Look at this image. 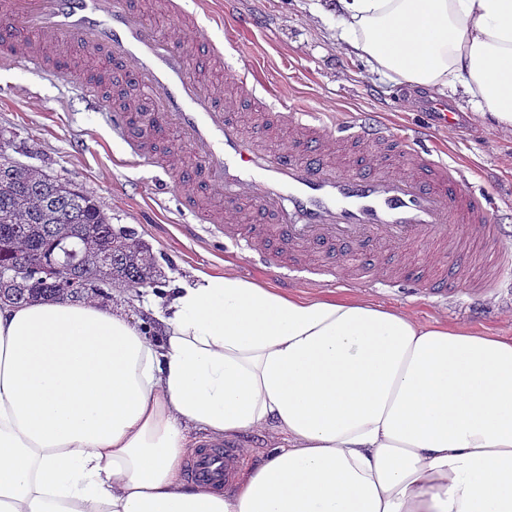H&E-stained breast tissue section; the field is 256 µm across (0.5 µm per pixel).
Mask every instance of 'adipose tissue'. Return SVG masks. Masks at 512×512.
<instances>
[{"instance_id":"1","label":"adipose tissue","mask_w":512,"mask_h":512,"mask_svg":"<svg viewBox=\"0 0 512 512\" xmlns=\"http://www.w3.org/2000/svg\"><path fill=\"white\" fill-rule=\"evenodd\" d=\"M336 48L512 131V0H334ZM154 312L0 304V512H512V338L195 272ZM261 434L234 491L189 433Z\"/></svg>"}]
</instances>
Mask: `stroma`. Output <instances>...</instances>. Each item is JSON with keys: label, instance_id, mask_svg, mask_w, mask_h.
<instances>
[{"label": "stroma", "instance_id": "35a3bbf8", "mask_svg": "<svg viewBox=\"0 0 512 512\" xmlns=\"http://www.w3.org/2000/svg\"><path fill=\"white\" fill-rule=\"evenodd\" d=\"M315 0H229L223 24L207 23L210 38L234 42L246 63L258 66L266 84L288 107L307 104L345 118L359 112H386L404 131L425 125L421 108L427 94L369 74L359 59L337 51L336 19L308 17ZM254 21L247 32L234 26L236 14ZM460 114L458 125L437 128L433 136L453 158L472 171V183L494 202L493 212L512 233V133L484 127L468 98L448 94ZM0 154L69 182L92 195L114 228L131 229L156 266L159 286L191 279L194 271L214 275L233 268L252 281L279 287L274 272L258 274L239 261L232 246L218 238L189 241L171 207L157 204L151 187L158 169L124 166L121 143L99 115L52 78L23 67L0 68ZM458 282L447 304L429 303L424 289L398 283L361 297L384 308H405L425 323L465 324L496 336H512V290L471 303Z\"/></svg>", "mask_w": 512, "mask_h": 512}]
</instances>
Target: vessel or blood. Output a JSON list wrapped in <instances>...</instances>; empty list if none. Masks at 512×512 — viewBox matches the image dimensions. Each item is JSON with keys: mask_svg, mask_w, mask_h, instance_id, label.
<instances>
[{"mask_svg": "<svg viewBox=\"0 0 512 512\" xmlns=\"http://www.w3.org/2000/svg\"><path fill=\"white\" fill-rule=\"evenodd\" d=\"M25 33L48 45L51 55L31 52L17 59L13 45ZM195 39L204 41L210 60L223 63L224 83L235 89V99L257 103L262 119L288 127L287 142L274 144L268 132H244L235 99L221 100L195 63ZM78 52L108 58L112 76L128 77L138 97L114 105L100 82L70 68ZM20 61L49 73L98 112L113 139L125 145L128 165L165 172L159 191L176 200L185 235L195 237L198 226L207 225L240 252L254 254L264 268L277 269L280 281L296 283L301 273L312 272L311 256L356 254L366 260L368 276L346 265L330 286L380 288L407 274L406 268L389 267L386 250L413 242L432 245L443 259L425 280L436 300L447 299L454 281V268L444 262L448 256L463 259L467 295L475 302L512 275V244L493 220L488 199L464 188L465 170L448 163L429 129L399 133L385 112L347 121L309 106L280 111L259 93L257 69L230 62L200 27L188 36L159 32L126 0H0V67ZM169 128L178 134L176 148L190 153L195 165L172 168L170 157L155 151L156 137ZM189 184L218 193L225 209L252 208L255 231L202 209L186 192ZM461 224L478 227L481 254L458 233ZM283 245L292 253L286 262L277 252ZM239 460L237 448L205 444L194 452L189 470L195 481L226 489Z\"/></svg>", "mask_w": 512, "mask_h": 512, "instance_id": "b4317fda", "label": "vessel or blood"}]
</instances>
